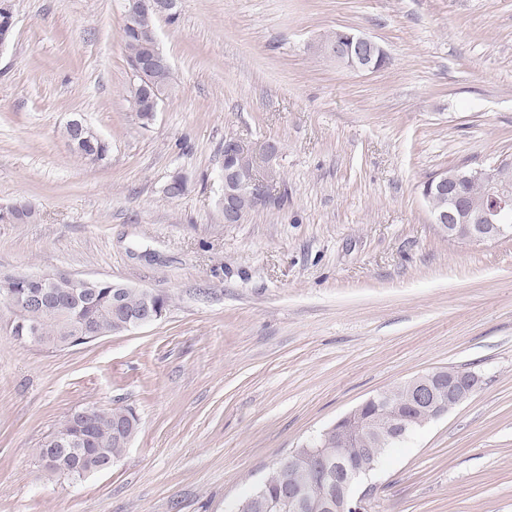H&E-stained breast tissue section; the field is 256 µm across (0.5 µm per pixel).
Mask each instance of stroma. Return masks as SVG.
I'll use <instances>...</instances> for the list:
<instances>
[{"mask_svg": "<svg viewBox=\"0 0 512 512\" xmlns=\"http://www.w3.org/2000/svg\"><path fill=\"white\" fill-rule=\"evenodd\" d=\"M0 52V277L167 295L157 322L64 350L0 302V512H235L272 465L436 367L474 396L382 460L366 512H512V238L449 242L420 185L512 156V0H180L157 26L175 92L133 110L125 0H12ZM348 27L386 64L312 50ZM82 115L108 143L77 157ZM277 142L271 204L224 221V140ZM182 175L187 189L166 186ZM133 410L110 469L48 478L73 410Z\"/></svg>", "mask_w": 512, "mask_h": 512, "instance_id": "1", "label": "stroma"}]
</instances>
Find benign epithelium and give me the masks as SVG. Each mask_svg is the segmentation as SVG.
Here are the masks:
<instances>
[{
    "instance_id": "obj_1",
    "label": "benign epithelium",
    "mask_w": 512,
    "mask_h": 512,
    "mask_svg": "<svg viewBox=\"0 0 512 512\" xmlns=\"http://www.w3.org/2000/svg\"><path fill=\"white\" fill-rule=\"evenodd\" d=\"M179 0H126L123 24L135 28L146 16L153 15L157 20H166L177 15ZM316 52L352 71L366 72L378 69V61L383 50L373 39L347 30H336L332 38L322 37L315 44ZM128 67L133 77L138 79L140 100L137 108L148 109L155 113L160 103L166 99L154 81L158 70L170 68L168 59L161 57L152 47L131 58ZM69 146H94L101 140L97 132L84 119L75 117L65 128ZM224 150L240 159V165L234 169H225L224 182V223L239 224L242 219L238 209L239 201L247 202L251 211L269 199L267 186L257 177L258 160L268 166L267 178L274 180L277 171L272 160L278 153V146L272 141L261 147V153L244 147L234 138L224 140ZM423 198L428 202L433 216V224L438 232L450 241L481 243L512 236V224L507 216L512 212V159L503 157L489 165L468 166L435 173L426 180L422 190ZM60 282L73 289L78 296L88 292L95 297L93 288L100 283L98 279H77L67 274L55 273L40 276H12L0 280V300L12 309L20 306L38 307L57 318L60 336L57 347L65 348L94 341L104 333L90 323L78 324L72 310L64 307L58 294L47 288V284ZM121 283L112 284L110 307L118 314V322L127 330L157 322L164 310L153 306L156 293L142 289L145 309L130 314L125 308ZM12 334L19 340L46 345L39 336L38 328L26 325L21 320L13 324ZM482 379L476 374L468 377L459 375L449 367H441L419 373L398 384L406 402L405 411L398 412L394 424H387L377 417L363 415L364 406L359 405L343 415L333 427L323 431V435H336V447L343 448L362 437L368 443L382 446L397 436L393 426L406 427L411 411L418 416L421 425L438 419L448 413V409L467 401L481 387ZM92 411L83 408L69 416L62 428L45 439V460L53 461L73 453L85 461L92 460L89 470L98 472L112 466V461L95 458L88 448L93 442L89 418ZM373 469L370 463L359 469L345 471L344 491L328 498L327 507L331 512H364L368 485L360 487L361 479ZM314 493L311 482L300 484L299 488L288 493L286 501L289 508L298 510L305 499Z\"/></svg>"
}]
</instances>
